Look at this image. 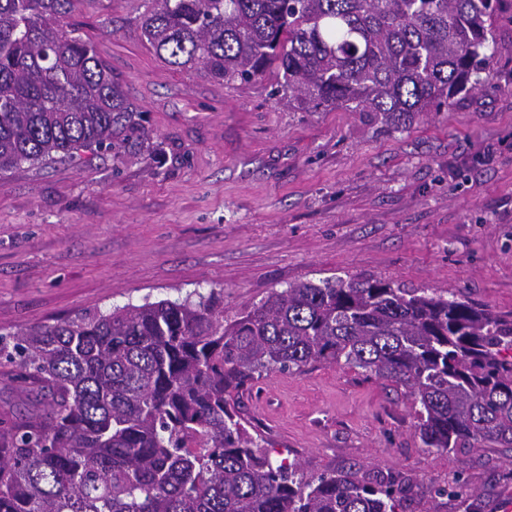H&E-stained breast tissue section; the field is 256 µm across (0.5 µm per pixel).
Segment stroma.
Segmentation results:
<instances>
[{"label":"stroma","mask_w":512,"mask_h":512,"mask_svg":"<svg viewBox=\"0 0 512 512\" xmlns=\"http://www.w3.org/2000/svg\"><path fill=\"white\" fill-rule=\"evenodd\" d=\"M142 0H83L70 22L111 67L149 133L0 174V333L193 290L224 318L303 280L383 279L512 313V5L489 83L396 131L366 112L288 107L268 71L225 85L144 43ZM30 386L0 366V425ZM250 434L306 475L360 468L409 478L406 512L512 506V453L426 447L402 391L344 365L274 372L240 398Z\"/></svg>","instance_id":"stroma-1"}]
</instances>
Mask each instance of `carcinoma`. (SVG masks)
I'll use <instances>...</instances> for the list:
<instances>
[{
	"label": "carcinoma",
	"instance_id": "carcinoma-1",
	"mask_svg": "<svg viewBox=\"0 0 512 512\" xmlns=\"http://www.w3.org/2000/svg\"><path fill=\"white\" fill-rule=\"evenodd\" d=\"M166 63L276 89L305 112L393 128L483 83L502 0H144ZM81 0H0V172L145 139L141 112L79 29ZM0 359L48 397L0 442V512H400L406 479L307 478L244 425L233 395L273 372L358 368L405 390L428 448L512 450V314L381 279L305 281L224 322L214 291L76 313ZM481 512L455 483L435 490Z\"/></svg>",
	"mask_w": 512,
	"mask_h": 512
}]
</instances>
